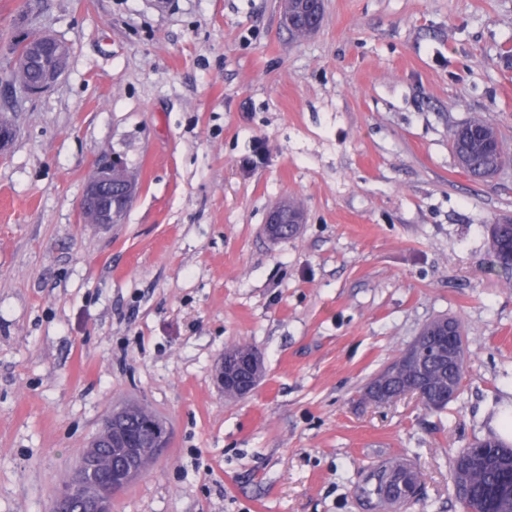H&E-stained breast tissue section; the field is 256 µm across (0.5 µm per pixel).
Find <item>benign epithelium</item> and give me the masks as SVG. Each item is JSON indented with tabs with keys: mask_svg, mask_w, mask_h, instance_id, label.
I'll return each instance as SVG.
<instances>
[{
	"mask_svg": "<svg viewBox=\"0 0 512 512\" xmlns=\"http://www.w3.org/2000/svg\"><path fill=\"white\" fill-rule=\"evenodd\" d=\"M31 55L40 67L41 78L33 83L23 82L19 89L25 96L36 98L52 88L64 74L70 46L47 32H39L34 36ZM95 171V177L85 185L81 212H86L91 204L94 206L92 223L114 224L120 219V211L127 209L134 199L137 183L117 156L100 158ZM300 222L301 216H292L288 212V202L283 201L268 214L270 237L275 240L281 237L279 225ZM454 329V323L448 322V344L438 347L441 357L453 370L459 365ZM260 376L261 360L255 353L244 355L226 352L215 371L218 390L225 393L232 389L241 397L256 389ZM129 413L128 409L117 408L104 418L99 432L85 450L75 475L56 494L52 512H112V498L120 489L145 475L158 452L167 446L170 429L156 418L150 426L152 439L136 441L129 437L125 429ZM106 448L118 450L120 473L115 474L103 466ZM506 503L512 504V476L499 484L495 499L479 512H496L499 506Z\"/></svg>",
	"mask_w": 512,
	"mask_h": 512,
	"instance_id": "1",
	"label": "benign epithelium"
}]
</instances>
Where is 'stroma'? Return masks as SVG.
I'll use <instances>...</instances> for the list:
<instances>
[{
  "label": "stroma",
  "instance_id": "1",
  "mask_svg": "<svg viewBox=\"0 0 512 512\" xmlns=\"http://www.w3.org/2000/svg\"><path fill=\"white\" fill-rule=\"evenodd\" d=\"M41 30L71 47L38 98L0 81V512H50L105 414L136 402L169 445L112 512H368L381 456L424 505L464 512L457 453L512 414V281L487 227L512 219V162L477 181L454 127L512 153V0H324L294 40L280 0H0V72ZM139 191L84 223L95 162ZM304 212L270 239L280 200ZM460 321L461 390L440 412L366 384L430 320ZM265 374L218 391L225 349ZM499 146L500 151L487 144ZM451 145L457 163L475 179H486L495 174L505 162L498 128L485 120H470L457 126L451 135ZM398 460L399 461L386 459L377 465L374 464L370 468L364 480L362 492L374 508H376L377 502L381 500L384 495H388L396 477L400 474H408V487L411 491V495L405 497L403 503L418 500L420 490L419 475L403 458H398ZM393 463H395V466L392 465Z\"/></svg>",
  "mask_w": 512,
  "mask_h": 512
}]
</instances>
